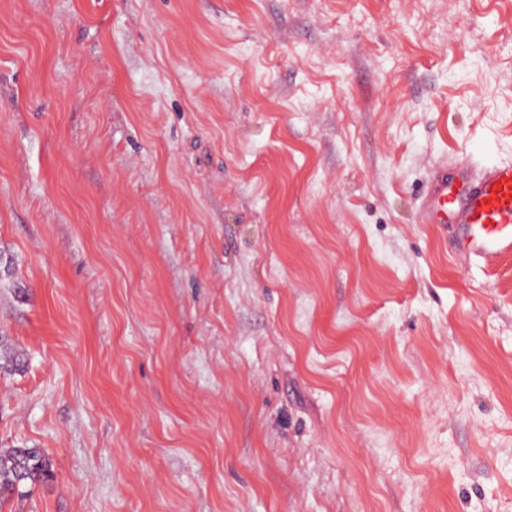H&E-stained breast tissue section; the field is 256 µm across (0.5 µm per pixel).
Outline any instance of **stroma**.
Segmentation results:
<instances>
[{"label":"stroma","instance_id":"35a3bbf8","mask_svg":"<svg viewBox=\"0 0 512 512\" xmlns=\"http://www.w3.org/2000/svg\"><path fill=\"white\" fill-rule=\"evenodd\" d=\"M512 0H0V512H512ZM499 185V190L494 187ZM425 224H453L467 256L488 268L512 256V162L442 166L421 206ZM52 476L51 460L41 448H0V502Z\"/></svg>","mask_w":512,"mask_h":512}]
</instances>
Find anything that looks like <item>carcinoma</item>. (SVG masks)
<instances>
[{
    "label": "carcinoma",
    "mask_w": 512,
    "mask_h": 512,
    "mask_svg": "<svg viewBox=\"0 0 512 512\" xmlns=\"http://www.w3.org/2000/svg\"><path fill=\"white\" fill-rule=\"evenodd\" d=\"M24 364L22 354L0 349L1 370H19ZM52 476L51 460L42 449L29 446L0 448V501L14 494L20 495L22 489Z\"/></svg>",
    "instance_id": "cac0c4a2"
}]
</instances>
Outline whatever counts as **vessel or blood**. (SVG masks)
Listing matches in <instances>:
<instances>
[{
    "label": "vessel or blood",
    "instance_id": "obj_1",
    "mask_svg": "<svg viewBox=\"0 0 512 512\" xmlns=\"http://www.w3.org/2000/svg\"><path fill=\"white\" fill-rule=\"evenodd\" d=\"M428 224H451L467 256L488 268L512 256V162L440 168L421 206Z\"/></svg>",
    "mask_w": 512,
    "mask_h": 512
}]
</instances>
